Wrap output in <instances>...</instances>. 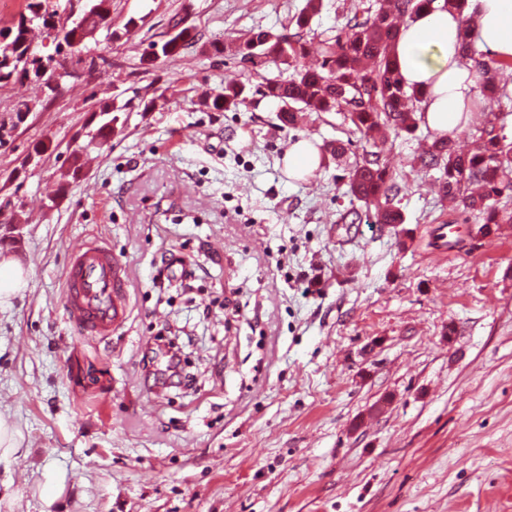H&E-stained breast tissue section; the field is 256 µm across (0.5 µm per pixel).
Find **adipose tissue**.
Listing matches in <instances>:
<instances>
[{
  "label": "adipose tissue",
  "instance_id": "1",
  "mask_svg": "<svg viewBox=\"0 0 512 512\" xmlns=\"http://www.w3.org/2000/svg\"><path fill=\"white\" fill-rule=\"evenodd\" d=\"M492 55L512 59V0H468L465 13L442 7L412 15L395 45L406 85L421 89L419 117L425 129L447 135L466 126L477 77L462 56L460 34Z\"/></svg>",
  "mask_w": 512,
  "mask_h": 512
}]
</instances>
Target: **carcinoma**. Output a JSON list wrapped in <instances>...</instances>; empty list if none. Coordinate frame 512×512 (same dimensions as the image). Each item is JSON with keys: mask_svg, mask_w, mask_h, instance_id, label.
Masks as SVG:
<instances>
[{"mask_svg": "<svg viewBox=\"0 0 512 512\" xmlns=\"http://www.w3.org/2000/svg\"><path fill=\"white\" fill-rule=\"evenodd\" d=\"M435 3L436 0H380L373 14L362 19L350 17L335 35L321 40V61L315 67L301 64L310 53L303 35L254 29L234 43L233 56L242 61L260 57L264 64L286 66L291 74L286 78H266L253 89L240 83L227 84L210 98L208 109L235 111L249 97L258 95L276 102L279 120L288 125L295 124L301 112H345L351 133L370 142V148L357 153L351 139L329 144L328 151L334 159L340 161L350 154L354 157L338 179L345 181L347 193L372 213L373 223L401 224L403 213L394 204L401 187L383 156V146L391 135L417 131L420 96L403 83L393 48L403 19ZM111 6L112 0H86L82 18L94 29L101 15L110 13ZM321 6L322 0H307L291 22L300 30L307 28ZM36 22L53 38L55 55L64 53L76 65L88 64L90 70L97 61L104 60L90 54L79 27L62 23L51 0H26L18 20L0 28V85L39 80L46 72L54 73V55L39 56L30 50L29 32ZM196 36L194 26L182 17L175 18L162 43L149 44L148 60L162 56L174 62ZM461 49L463 58L482 75L481 93L496 104V113L476 129L470 149H459L448 136H436L417 161L439 172L435 180L438 195L460 203L465 221L476 224L477 232L485 235L493 224L512 223V212L502 205V200L512 197V137L505 133L506 118L512 115V94L507 85L496 83L490 76L512 63L490 57L466 36ZM117 111L119 108L110 104L102 106L101 121L88 132V142L70 154L67 176L75 179L80 175L82 152L107 145L112 124L118 121Z\"/></svg>", "mask_w": 512, "mask_h": 512, "instance_id": "carcinoma-1", "label": "carcinoma"}]
</instances>
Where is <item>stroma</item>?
Segmentation results:
<instances>
[{
  "label": "stroma",
  "instance_id": "stroma-1",
  "mask_svg": "<svg viewBox=\"0 0 512 512\" xmlns=\"http://www.w3.org/2000/svg\"><path fill=\"white\" fill-rule=\"evenodd\" d=\"M305 3L112 0L123 36L97 33L92 74L54 94L0 85V114L33 106L0 147V220L19 226L0 253L27 272L0 308V409L31 449L11 467L14 512H512V223L482 236L439 200L413 163L431 131L389 148L405 216L392 226L336 165L284 170L299 139H347L342 114L287 127L267 99L205 106L225 83L279 74L214 57L211 41L282 31ZM368 5L324 0L310 38ZM175 15L196 43L141 63ZM106 102L121 108L107 146L64 181ZM436 224L454 227L444 259ZM89 241L129 276V319L106 337L79 335L64 303ZM174 335L186 365L171 378L154 350ZM48 473L65 479L50 507Z\"/></svg>",
  "mask_w": 512,
  "mask_h": 512
}]
</instances>
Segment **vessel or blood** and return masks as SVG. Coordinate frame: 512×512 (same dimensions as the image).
<instances>
[{
    "instance_id": "1",
    "label": "vessel or blood",
    "mask_w": 512,
    "mask_h": 512,
    "mask_svg": "<svg viewBox=\"0 0 512 512\" xmlns=\"http://www.w3.org/2000/svg\"><path fill=\"white\" fill-rule=\"evenodd\" d=\"M65 282L69 319L81 335L106 336L125 324L127 270L106 246L87 243L77 248Z\"/></svg>"
}]
</instances>
